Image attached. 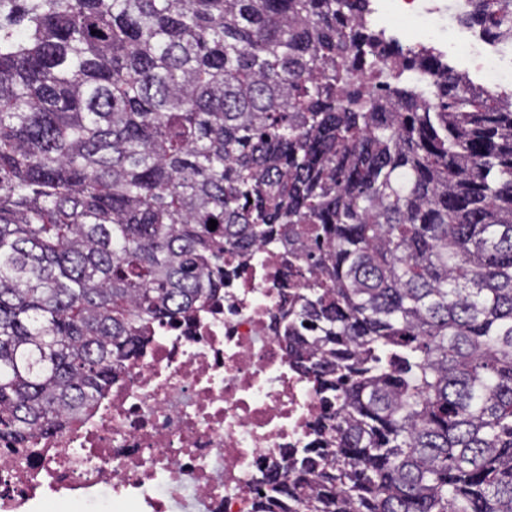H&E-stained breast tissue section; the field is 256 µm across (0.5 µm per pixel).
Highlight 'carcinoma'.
Here are the masks:
<instances>
[{
  "label": "carcinoma",
  "mask_w": 512,
  "mask_h": 512,
  "mask_svg": "<svg viewBox=\"0 0 512 512\" xmlns=\"http://www.w3.org/2000/svg\"><path fill=\"white\" fill-rule=\"evenodd\" d=\"M16 10L0 441L83 416L226 257L282 246L315 272L284 340L321 376L331 447L291 466L307 493L283 474L265 503L512 512V94L372 30L367 0H0ZM465 20L512 37V0Z\"/></svg>",
  "instance_id": "1"
}]
</instances>
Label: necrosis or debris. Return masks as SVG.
<instances>
[{
  "mask_svg": "<svg viewBox=\"0 0 512 512\" xmlns=\"http://www.w3.org/2000/svg\"><path fill=\"white\" fill-rule=\"evenodd\" d=\"M418 42L454 32L448 47L485 83L512 80V43L480 25H457L468 0H390ZM293 269L282 250H255L245 267L181 325L152 328L91 411L30 448L0 444V512H262L261 482L276 464L319 448L325 416L313 374L283 340L281 285Z\"/></svg>",
  "mask_w": 512,
  "mask_h": 512,
  "instance_id": "necrosis-or-debris-1",
  "label": "necrosis or debris"
}]
</instances>
